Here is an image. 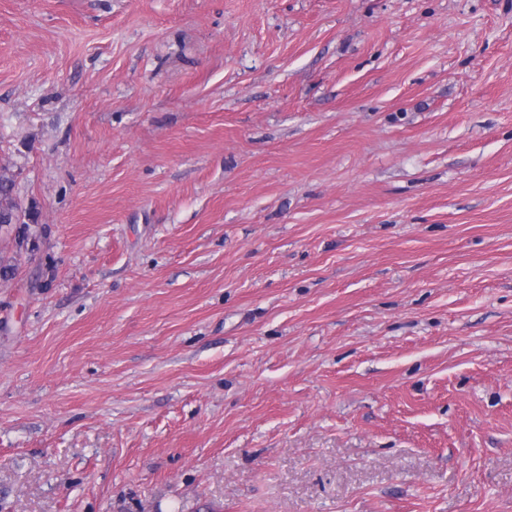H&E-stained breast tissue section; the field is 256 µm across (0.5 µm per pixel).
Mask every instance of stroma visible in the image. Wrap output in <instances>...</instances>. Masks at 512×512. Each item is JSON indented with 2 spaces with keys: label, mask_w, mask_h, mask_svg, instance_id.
Instances as JSON below:
<instances>
[{
  "label": "stroma",
  "mask_w": 512,
  "mask_h": 512,
  "mask_svg": "<svg viewBox=\"0 0 512 512\" xmlns=\"http://www.w3.org/2000/svg\"><path fill=\"white\" fill-rule=\"evenodd\" d=\"M0 512H512V0H0ZM14 180L4 174H0V226L4 224L3 217L8 220L6 224H19V231L15 238L25 240V230L28 224L24 221L26 214L22 210L14 193Z\"/></svg>",
  "instance_id": "35a3bbf8"
}]
</instances>
